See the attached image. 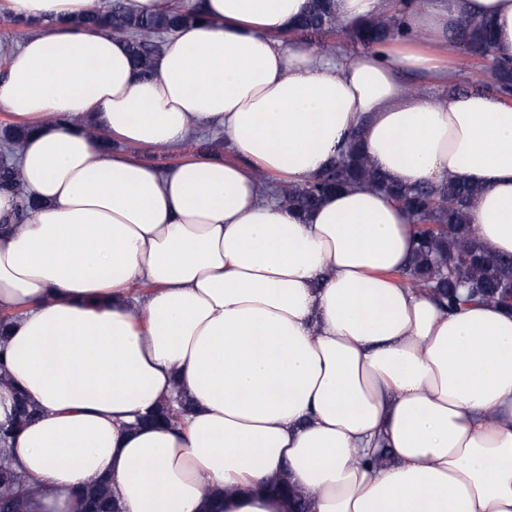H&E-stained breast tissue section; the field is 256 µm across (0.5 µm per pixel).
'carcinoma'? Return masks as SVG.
<instances>
[{"label": "carcinoma", "instance_id": "carcinoma-1", "mask_svg": "<svg viewBox=\"0 0 512 512\" xmlns=\"http://www.w3.org/2000/svg\"><path fill=\"white\" fill-rule=\"evenodd\" d=\"M412 0H393V11L366 20L347 29L348 36L366 47L392 36H405L403 14ZM200 15L172 8L166 12L143 15L132 0H111L108 10H91L76 20L84 27L103 25L112 35L127 39L133 66L144 75L153 74L152 59L161 49L162 35L173 34L197 21ZM342 25L336 0H309L296 32L318 36L333 32ZM453 39L466 45L476 56L494 49L490 26L485 21L464 19ZM478 90L512 98V62L496 60L492 79L478 84ZM27 129L6 124L0 127V145L7 159L0 163V189H11L18 198L16 224H21L27 210L37 206L34 195L23 186L18 168L12 160L23 143ZM186 142L202 153L212 152L220 140L189 133ZM363 185L379 190L401 206L418 227L417 247L400 276L409 288L428 290L450 311L474 302L509 307L512 300V260L485 250L471 235L469 214L479 200L482 189L461 180L439 185L408 186L391 180L372 160L362 155L357 136H352L339 155L312 180L303 185L277 186L275 198L290 210L307 214L315 210L324 197L338 189ZM11 316H0V383L8 381L6 348ZM187 398L179 407L162 404L138 418L139 425H177L191 411ZM39 409L23 396L16 397L12 422L0 429V512H26L29 499L40 493L13 467L9 439L23 426L33 422ZM74 512H120L115 493L108 482L98 481L77 494Z\"/></svg>", "mask_w": 512, "mask_h": 512}]
</instances>
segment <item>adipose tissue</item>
Returning <instances> with one entry per match:
<instances>
[{
    "mask_svg": "<svg viewBox=\"0 0 512 512\" xmlns=\"http://www.w3.org/2000/svg\"><path fill=\"white\" fill-rule=\"evenodd\" d=\"M93 2L0 0L37 23L0 44V111L28 130L18 170L40 201L15 228L0 191V423L20 393L41 410L10 443L41 490L30 512H73L102 478L121 512H208L218 486L224 512H286L282 478L311 512H512V311L404 287L416 228L383 193L301 216L257 178L304 184L355 132L402 184L481 187L471 233L512 256V106L455 90L451 64L464 18L512 60V0H413L409 37L348 59L284 42L307 0H133L202 15L149 77L123 38L72 25ZM203 129L234 159L126 151ZM181 394V426L136 427ZM129 151L138 159L154 165L162 170L171 168L183 161L194 158H207L211 156L197 153L183 144L177 147H158V146H135L129 148Z\"/></svg>",
    "mask_w": 512,
    "mask_h": 512,
    "instance_id": "1",
    "label": "adipose tissue"
}]
</instances>
